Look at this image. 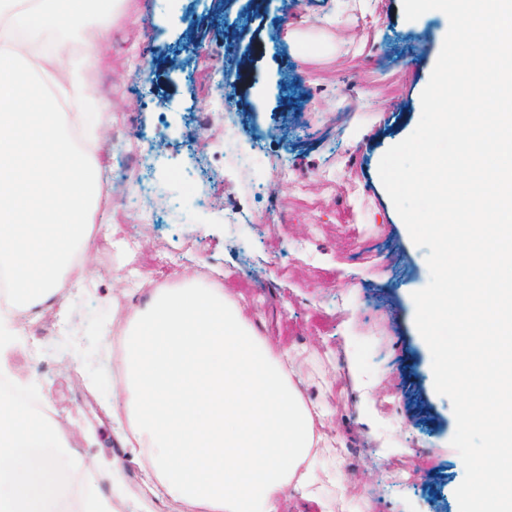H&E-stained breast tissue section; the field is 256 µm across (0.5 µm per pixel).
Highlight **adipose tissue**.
Returning a JSON list of instances; mask_svg holds the SVG:
<instances>
[{
  "label": "adipose tissue",
  "instance_id": "1",
  "mask_svg": "<svg viewBox=\"0 0 512 512\" xmlns=\"http://www.w3.org/2000/svg\"><path fill=\"white\" fill-rule=\"evenodd\" d=\"M120 0H42L20 11L0 0V267L11 282L14 313H0V353L19 347L16 314L57 303L87 279L83 255L94 245L87 217L104 190L98 167L70 146L77 128L96 141L105 109L84 75L107 50ZM99 20L87 35L83 18ZM84 51L56 68L54 31ZM68 110H61V103ZM124 372L112 420L151 469L153 497L188 500L201 512H278L286 487L312 449L331 452L316 430L326 416L307 406L285 369L287 351L255 335L221 284L158 288L123 332ZM69 445L65 425L34 419L0 395V512H57L59 489L43 476L55 449ZM47 449L41 467L28 451Z\"/></svg>",
  "mask_w": 512,
  "mask_h": 512
}]
</instances>
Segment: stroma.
Instances as JSON below:
<instances>
[{"instance_id": "stroma-1", "label": "stroma", "mask_w": 512, "mask_h": 512, "mask_svg": "<svg viewBox=\"0 0 512 512\" xmlns=\"http://www.w3.org/2000/svg\"><path fill=\"white\" fill-rule=\"evenodd\" d=\"M348 3L352 22L324 37L338 53L305 54L286 43L277 5L257 16L250 0H224L218 16L209 0H124L107 58L86 75L109 108L87 161L110 176L90 217L98 232L84 256L88 285L31 324L41 358L5 361L39 385L72 448L120 474V488L101 486L117 512H199L145 494L148 462L112 422L118 342L137 308L124 292L217 281L258 336L291 350L304 402L330 411L323 430L335 450L310 454L311 483L288 487L281 512H459L454 413L434 389L414 324L427 251L378 174L420 120L448 28L437 17L406 20L402 0H373L367 13ZM222 22L238 32L236 54L219 61L189 50L194 38L221 48ZM228 80L241 95L237 133L258 159L247 177L224 169V112L213 102ZM133 145L164 157L127 174ZM139 195L155 223H141ZM175 206L183 223L169 221ZM228 214L240 225L225 224Z\"/></svg>"}]
</instances>
